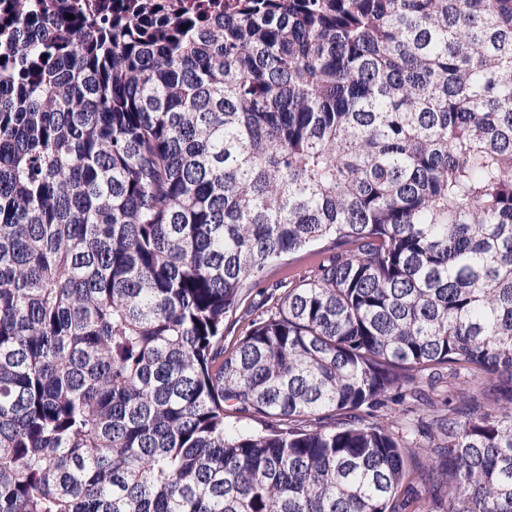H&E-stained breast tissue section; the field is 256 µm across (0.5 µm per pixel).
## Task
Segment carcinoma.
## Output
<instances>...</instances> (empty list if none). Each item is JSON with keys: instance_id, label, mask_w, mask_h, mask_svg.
<instances>
[{"instance_id": "obj_1", "label": "carcinoma", "mask_w": 512, "mask_h": 512, "mask_svg": "<svg viewBox=\"0 0 512 512\" xmlns=\"http://www.w3.org/2000/svg\"><path fill=\"white\" fill-rule=\"evenodd\" d=\"M0 512H512V0H0Z\"/></svg>"}]
</instances>
